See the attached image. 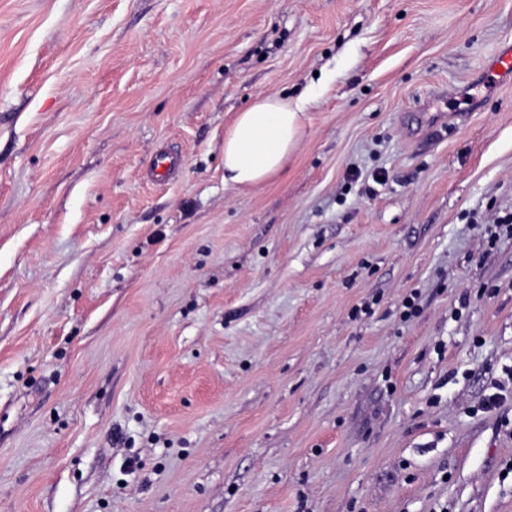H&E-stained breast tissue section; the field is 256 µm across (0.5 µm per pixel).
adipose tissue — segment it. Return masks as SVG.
Segmentation results:
<instances>
[{
  "label": "adipose tissue",
  "instance_id": "obj_1",
  "mask_svg": "<svg viewBox=\"0 0 512 512\" xmlns=\"http://www.w3.org/2000/svg\"><path fill=\"white\" fill-rule=\"evenodd\" d=\"M303 104L261 94L224 131V184L241 191L264 184L288 166L303 128Z\"/></svg>",
  "mask_w": 512,
  "mask_h": 512
}]
</instances>
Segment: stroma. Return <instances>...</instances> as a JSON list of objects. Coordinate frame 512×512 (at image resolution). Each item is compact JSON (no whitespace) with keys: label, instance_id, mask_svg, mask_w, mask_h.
Returning a JSON list of instances; mask_svg holds the SVG:
<instances>
[{"label":"stroma","instance_id":"stroma-1","mask_svg":"<svg viewBox=\"0 0 512 512\" xmlns=\"http://www.w3.org/2000/svg\"><path fill=\"white\" fill-rule=\"evenodd\" d=\"M507 39L512 0H0V512H512ZM260 94L303 135L238 192ZM485 70L492 80L485 86L486 90H491L498 85L512 82V43H503L488 59ZM304 105L260 94L224 130V186L257 187L288 166L303 128Z\"/></svg>","mask_w":512,"mask_h":512}]
</instances>
